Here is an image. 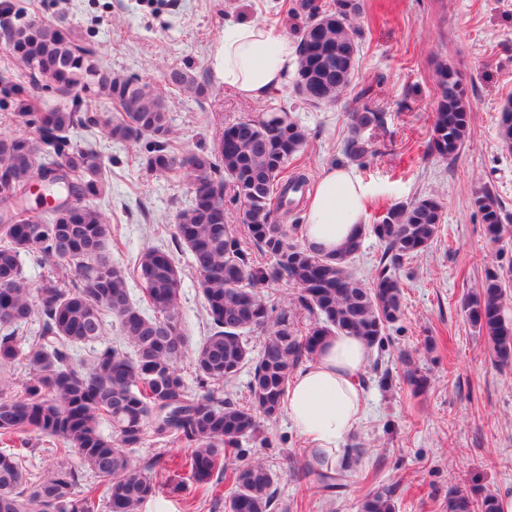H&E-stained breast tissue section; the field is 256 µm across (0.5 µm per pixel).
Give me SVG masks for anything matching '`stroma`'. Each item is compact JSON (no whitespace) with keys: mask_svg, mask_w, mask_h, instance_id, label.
Instances as JSON below:
<instances>
[{"mask_svg":"<svg viewBox=\"0 0 512 512\" xmlns=\"http://www.w3.org/2000/svg\"><path fill=\"white\" fill-rule=\"evenodd\" d=\"M0 10V135L22 134L4 122L19 95L50 99L54 87L32 90L3 31L16 15L56 23L91 44L114 73L149 79L165 98L183 151L213 152L225 126L263 109L260 101L225 88L211 63L224 22L251 20L298 39L306 18L296 0H7ZM364 34L355 82L370 88L363 104L381 115L362 136L369 151L346 156L351 99L312 108L284 85L273 98L308 132L304 150L289 164L316 178L331 165L349 167L367 189L366 223L390 205L435 195L442 223L431 247L391 272L403 287V315L391 342L372 350L365 371L387 370L392 384H371L365 412L348 438L363 456L346 488L322 490L317 456L286 413L261 419L259 438L246 441L251 457L276 471V512H358L371 490L391 488L397 512H446L449 491L512 492V366L496 368L485 337L463 310L485 274L512 267V240L493 244L472 199L484 188L497 195L504 223L512 225V154L498 144L497 116L512 97V0H364ZM466 77L471 105L468 138L455 159L428 149L437 104L439 62ZM197 75L206 93L195 99L170 90L167 74ZM73 140L96 143L111 189L97 204L112 219L118 246L112 258L132 267L156 246L172 253L182 272L181 310L191 343L210 330L202 309L200 277L177 243L176 218L191 201L187 182L144 166L145 145L117 141L97 127H76ZM421 370L426 389L413 393L402 375ZM168 486L142 512H224L230 486L202 497L181 471H167Z\"/></svg>","mask_w":512,"mask_h":512,"instance_id":"1","label":"stroma"}]
</instances>
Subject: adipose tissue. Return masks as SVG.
<instances>
[{
    "mask_svg": "<svg viewBox=\"0 0 512 512\" xmlns=\"http://www.w3.org/2000/svg\"><path fill=\"white\" fill-rule=\"evenodd\" d=\"M298 50L287 35L255 21L224 28L213 67L225 86L249 100H268L297 69ZM366 190L344 167L323 170L310 188L303 239L335 254L356 237L364 222ZM370 349L358 337L329 338L315 359L288 383L283 407L296 432L325 466H334L365 409L360 380Z\"/></svg>",
    "mask_w": 512,
    "mask_h": 512,
    "instance_id": "adipose-tissue-1",
    "label": "adipose tissue"
}]
</instances>
